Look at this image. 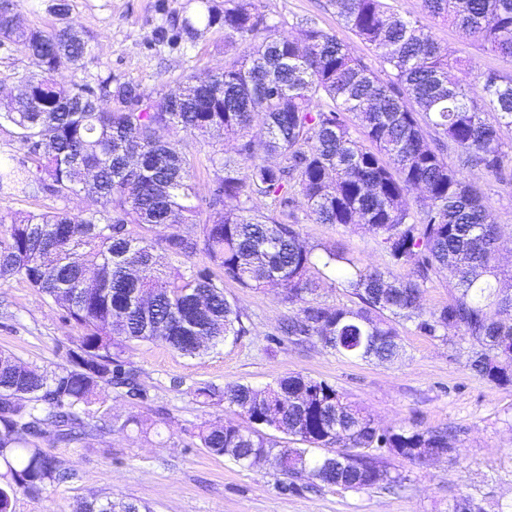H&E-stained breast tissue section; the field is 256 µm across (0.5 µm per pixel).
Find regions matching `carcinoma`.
<instances>
[{
  "label": "carcinoma",
  "instance_id": "cac0c4a2",
  "mask_svg": "<svg viewBox=\"0 0 512 512\" xmlns=\"http://www.w3.org/2000/svg\"><path fill=\"white\" fill-rule=\"evenodd\" d=\"M332 6L345 27L380 51L388 79L310 22L294 38L280 33L261 0H224L222 10L199 0L158 41L184 50L220 26L242 45L224 66L185 76L174 94L110 75L77 80L89 63L85 41L64 22L51 31L26 28L16 0H0V47L29 60L15 76L19 93L0 106V128L24 150L0 158V199L93 194L80 214L0 211V286L26 280L84 329L61 370L31 368L0 350V512H14L18 490L39 493L67 478L39 446L47 426L59 442L78 441L104 429L95 421L106 416V389L142 395L134 369L112 349L152 342L196 357L246 333L240 309L224 294L226 279L254 292L281 289V300L296 308L288 335L316 336L338 354L389 361L401 349L396 324L412 322L428 336L461 337L478 376L512 386V295L497 265L501 230L461 172L473 164L505 172L501 128L512 126V78L478 72L486 96L480 104L455 79L462 60L443 55L418 19L394 15L384 0ZM421 8L483 50L512 55V0H421ZM347 112L360 120L363 137L351 133ZM162 131L211 137L206 195L196 190L188 154L170 148ZM225 136L236 141L232 155L224 154ZM449 142L457 148L454 167L444 157ZM255 196L268 199L266 211L247 207ZM300 204L318 224L353 225L379 238L391 265L409 272L395 278L358 266L334 246H308L295 215ZM203 211L200 231L160 233L196 224ZM158 250L174 258L201 252L206 262L162 268ZM441 272L450 299L427 309L422 288ZM326 279L358 304L313 299ZM135 291L148 294L146 306L130 310ZM196 395L242 410V424L211 423L195 433L201 447L241 468L253 467L266 448L278 451L271 430L302 442L285 449V491L303 477L323 487L381 488L401 481L381 449L416 464L453 451L445 431L379 430L334 386L300 374L263 391L205 385ZM314 448L328 453L316 456ZM74 512L149 509L96 499ZM452 512L486 509L462 495Z\"/></svg>",
  "mask_w": 512,
  "mask_h": 512
}]
</instances>
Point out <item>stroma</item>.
Returning a JSON list of instances; mask_svg holds the SVG:
<instances>
[{"label": "stroma", "instance_id": "1", "mask_svg": "<svg viewBox=\"0 0 512 512\" xmlns=\"http://www.w3.org/2000/svg\"><path fill=\"white\" fill-rule=\"evenodd\" d=\"M387 2L396 14L420 18L442 49L467 60L456 76L474 100L484 97L478 70L512 78V56L485 52L459 29L423 14L421 0ZM262 4L280 32L298 35L302 22L313 20L374 72H382L379 54L339 22L330 0ZM195 7L194 0H70L68 23L89 51L84 79L109 75L171 91L184 75L223 66L240 51L223 28L208 30L186 52L155 41L175 13ZM171 142L189 155L193 180L199 193H206L213 177L207 144L185 134ZM466 176L480 188L504 232L501 264L512 266V180L478 168ZM297 215L310 245L333 244L360 266L386 267L378 238L351 225L315 223L303 206ZM224 291L242 312L245 334L193 358L160 344H129L123 358L137 369L143 397L109 389L103 407L117 419V427L70 445L42 439L41 448L71 477L37 495L18 492L16 512H74L77 503L94 498L142 503L151 512H448L461 495L482 499L486 512L512 503V387L495 386L471 370L464 340L428 336L407 322L398 327L401 356L389 363L368 362L337 354L314 337L296 344L282 336L280 326L295 310L274 291L250 292L231 282ZM82 334L26 280L0 287V350L22 363L42 370L66 366L67 353ZM290 374L335 386L381 430L449 429L454 451L423 466L387 455L390 470L402 476L401 487L394 489L289 492L283 488L286 476L272 463L243 469L197 446L193 434L198 426L238 423L242 417L229 403H203L196 388L241 383L262 389ZM132 415L152 421L151 432L121 428V421Z\"/></svg>", "mask_w": 512, "mask_h": 512}]
</instances>
